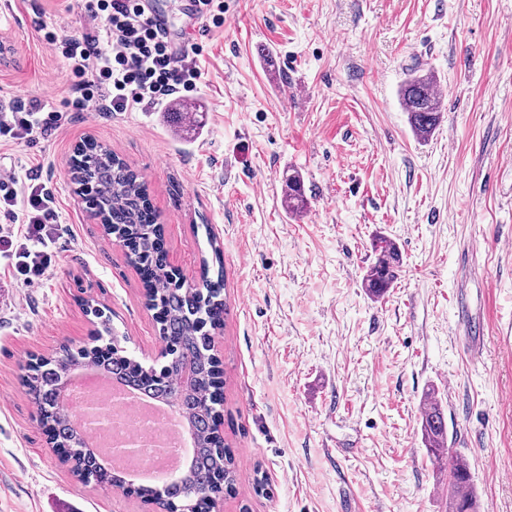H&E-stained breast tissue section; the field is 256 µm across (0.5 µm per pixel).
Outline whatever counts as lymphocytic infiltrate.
Segmentation results:
<instances>
[{
  "mask_svg": "<svg viewBox=\"0 0 512 512\" xmlns=\"http://www.w3.org/2000/svg\"><path fill=\"white\" fill-rule=\"evenodd\" d=\"M81 9L80 31L61 35L47 24L39 26L69 71L73 111H145L174 94L196 90L201 46L174 51L159 38L143 0H82ZM64 121L63 111L40 98L13 94L0 109V138L44 137ZM0 213L21 224L25 240L37 242L59 219L54 192L23 182L12 170L0 173Z\"/></svg>",
  "mask_w": 512,
  "mask_h": 512,
  "instance_id": "obj_1",
  "label": "lymphocytic infiltrate"
}]
</instances>
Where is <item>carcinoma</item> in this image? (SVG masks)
I'll list each match as a JSON object with an SVG mask.
<instances>
[{"label": "carcinoma", "instance_id": "1", "mask_svg": "<svg viewBox=\"0 0 512 512\" xmlns=\"http://www.w3.org/2000/svg\"><path fill=\"white\" fill-rule=\"evenodd\" d=\"M433 84L427 73L412 74L400 88L410 128L421 140L433 133L441 118ZM71 181L85 208L101 220L106 233L117 235L130 262L141 272L147 303L156 310L167 346L166 362L159 368L145 367L129 356L119 340L94 349L64 347L56 356L30 364L23 386L42 413L53 444L69 452L72 472L85 484L111 481L118 485L120 478L98 455L85 449L71 408L57 403L60 391L76 373L103 371L150 396L177 403L195 451L173 482L155 489L139 487L135 496L155 504L159 512H206L211 502L236 492V460L230 448L220 447L214 426L220 417L222 381L219 361L211 354L210 328L220 324L227 311L222 298L224 273L218 271L213 279L206 269L195 287L178 284L167 262L163 228L151 208L147 187L112 151L87 142L71 161ZM282 198L289 212L304 209L298 173L284 178ZM372 252L375 258L366 268L362 285L379 297L397 281L403 259L398 245L386 236L374 239ZM185 363L195 369L190 384L178 380ZM420 428L428 455L438 470H448V512H481L469 466L449 448L444 410L433 390L424 397Z\"/></svg>", "mask_w": 512, "mask_h": 512}]
</instances>
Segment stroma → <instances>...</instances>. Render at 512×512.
Instances as JSON below:
<instances>
[{"label":"stroma","mask_w":512,"mask_h":512,"mask_svg":"<svg viewBox=\"0 0 512 512\" xmlns=\"http://www.w3.org/2000/svg\"><path fill=\"white\" fill-rule=\"evenodd\" d=\"M41 21L80 28L58 0H0V89L62 109L70 77ZM195 40L203 78L184 98L203 114L195 133L169 102L77 112L48 138L0 141V169H39L68 227L43 243L50 264L34 286L0 251V512H153L78 481L22 383L31 356L92 345L90 305L130 355L162 362L138 271L69 180L86 139L143 177L187 280L211 242L223 250L214 353L238 463L224 512H444L420 431L431 389L482 512H512V0H224L223 26ZM413 70L447 93L424 141L399 96ZM293 171L299 216L282 205ZM378 233L403 267L372 297L361 279ZM457 293L485 327L475 360ZM282 198L288 212L299 213L304 209L306 201L301 178L297 172L290 173L284 178Z\"/></svg>","instance_id":"1"}]
</instances>
